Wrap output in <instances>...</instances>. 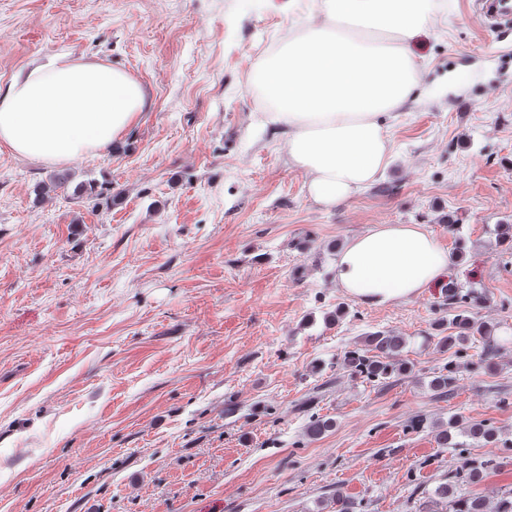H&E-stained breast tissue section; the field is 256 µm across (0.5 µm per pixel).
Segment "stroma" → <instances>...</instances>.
I'll return each mask as SVG.
<instances>
[{
    "mask_svg": "<svg viewBox=\"0 0 512 512\" xmlns=\"http://www.w3.org/2000/svg\"><path fill=\"white\" fill-rule=\"evenodd\" d=\"M307 0H0V87L67 51L147 88L112 147L66 166L0 145V512H431L457 451L449 421L485 420L507 448L469 486L512 489V347L451 396L441 289L368 306L336 286L332 244L374 224H420L484 291L482 320L512 333V26L439 0L413 45L430 95L385 115L380 177L325 209L257 117L265 55ZM53 176L68 190L35 203ZM107 189L91 209L77 185ZM461 224L449 234L447 219ZM343 311V318L327 317ZM404 337L409 373L372 384L339 362L368 333ZM333 419L305 434L304 402Z\"/></svg>",
    "mask_w": 512,
    "mask_h": 512,
    "instance_id": "35a3bbf8",
    "label": "stroma"
}]
</instances>
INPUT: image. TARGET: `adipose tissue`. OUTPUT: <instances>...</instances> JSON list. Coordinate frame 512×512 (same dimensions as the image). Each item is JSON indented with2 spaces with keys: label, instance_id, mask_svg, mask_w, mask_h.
I'll return each instance as SVG.
<instances>
[{
  "label": "adipose tissue",
  "instance_id": "obj_1",
  "mask_svg": "<svg viewBox=\"0 0 512 512\" xmlns=\"http://www.w3.org/2000/svg\"><path fill=\"white\" fill-rule=\"evenodd\" d=\"M301 33L270 55L255 76L273 101L262 123L286 136L291 166L323 208L346 202L388 167L392 148L382 116L407 107L421 86L412 50L434 0H311ZM148 105L127 72L68 53L30 64L0 88V143L56 165L96 155L122 139ZM450 259L419 224H374L336 261V285L368 306L425 293Z\"/></svg>",
  "mask_w": 512,
  "mask_h": 512
}]
</instances>
